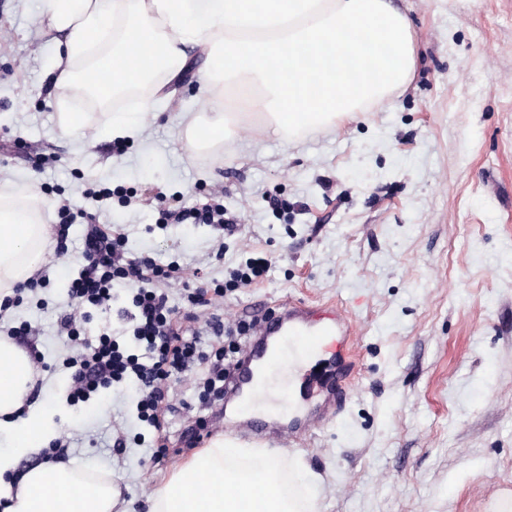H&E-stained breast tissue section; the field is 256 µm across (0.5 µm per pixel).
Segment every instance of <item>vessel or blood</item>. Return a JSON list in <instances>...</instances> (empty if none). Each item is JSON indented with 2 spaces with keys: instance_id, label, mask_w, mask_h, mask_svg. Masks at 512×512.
Returning <instances> with one entry per match:
<instances>
[{
  "instance_id": "b4317fda",
  "label": "vessel or blood",
  "mask_w": 512,
  "mask_h": 512,
  "mask_svg": "<svg viewBox=\"0 0 512 512\" xmlns=\"http://www.w3.org/2000/svg\"><path fill=\"white\" fill-rule=\"evenodd\" d=\"M350 322L316 314L301 300L283 304L274 320L258 323L249 344L228 384L226 393L240 406L232 432L257 439H279L274 428L281 406L270 399L276 371L299 372L321 351L348 353L352 350Z\"/></svg>"
}]
</instances>
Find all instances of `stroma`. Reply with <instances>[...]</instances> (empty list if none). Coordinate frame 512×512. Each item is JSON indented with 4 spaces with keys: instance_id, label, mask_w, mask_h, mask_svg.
Returning a JSON list of instances; mask_svg holds the SVG:
<instances>
[{
    "instance_id": "35a3bbf8",
    "label": "stroma",
    "mask_w": 512,
    "mask_h": 512,
    "mask_svg": "<svg viewBox=\"0 0 512 512\" xmlns=\"http://www.w3.org/2000/svg\"><path fill=\"white\" fill-rule=\"evenodd\" d=\"M393 4L416 41L403 93L288 142L246 111L223 158L200 166L181 123L202 109L193 86L175 90L137 139L105 133L126 96L89 114L82 136L63 133L49 94L57 47L40 33L38 0H0V184L36 182L52 205L123 228L128 256L177 262L160 289L182 309L187 287L207 289L211 304L191 326L202 348L217 342L209 317L234 331L291 299L352 324L356 368L320 355L282 416L283 475L317 512H490L512 493V0ZM102 189L110 199L96 198ZM175 198L223 203L237 231L158 225ZM258 256L272 263L267 276L236 283ZM83 263L80 251L51 252L42 279L0 317V336L31 351L42 381L33 401L69 442L67 461L119 479L133 512H147L180 462L230 430L201 403L195 369L167 385L176 412L163 455L130 381L71 402L65 364L80 346L58 317ZM136 291L115 293L82 333L107 328L138 353L123 315ZM326 398L335 414L305 426ZM201 417L205 430L188 438Z\"/></svg>"
}]
</instances>
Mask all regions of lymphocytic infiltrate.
<instances>
[{
    "mask_svg": "<svg viewBox=\"0 0 512 512\" xmlns=\"http://www.w3.org/2000/svg\"><path fill=\"white\" fill-rule=\"evenodd\" d=\"M124 238V232L108 231L92 219L87 222L83 245L88 264L69 288L70 300L77 311L60 319L62 328L79 340L82 348L79 357L70 362L71 397L84 402L112 382L134 379L140 394L138 413L159 430L157 444L163 451L167 443L161 432L165 416L171 410L164 392L166 383L189 367L197 366L202 370L204 393L223 396L224 381L230 375L225 356L228 351L237 350L239 343L233 338L225 347L218 346L208 352L198 349L195 339L188 336V325L197 319L196 308L207 306L205 291L198 288L190 293L189 311L170 306L167 296L159 293L154 283L170 278L176 271L175 265L162 267L126 258L121 247ZM132 282L138 286L132 301L133 336L147 355L143 363L134 355L124 354L109 334L103 332L92 339L82 336L76 326L77 319L87 320L94 312L106 310L114 288Z\"/></svg>",
    "mask_w": 512,
    "mask_h": 512,
    "instance_id": "f902f5d3",
    "label": "lymphocytic infiltrate"
}]
</instances>
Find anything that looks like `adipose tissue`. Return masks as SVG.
I'll use <instances>...</instances> for the list:
<instances>
[{
	"instance_id": "1",
	"label": "adipose tissue",
	"mask_w": 512,
	"mask_h": 512,
	"mask_svg": "<svg viewBox=\"0 0 512 512\" xmlns=\"http://www.w3.org/2000/svg\"><path fill=\"white\" fill-rule=\"evenodd\" d=\"M39 24L60 49L53 67L56 94L84 83L107 95L151 83L148 97L112 117L117 139L138 135L171 93L169 83L190 52L203 54L199 94L205 117L187 112L190 134L224 145L227 97L268 112L266 132L281 137L325 129L367 111L403 87L416 66L408 19L390 0H42ZM161 82H153L156 72ZM47 204L29 187L0 186V291L27 283L46 264ZM30 354L0 341V433L12 449L0 452V478L17 456L47 447L56 429L42 408L26 404ZM282 457L219 438L188 457L150 499L149 512H316L314 497L299 501L281 487ZM74 470L63 462L28 470L6 512H65Z\"/></svg>"
}]
</instances>
